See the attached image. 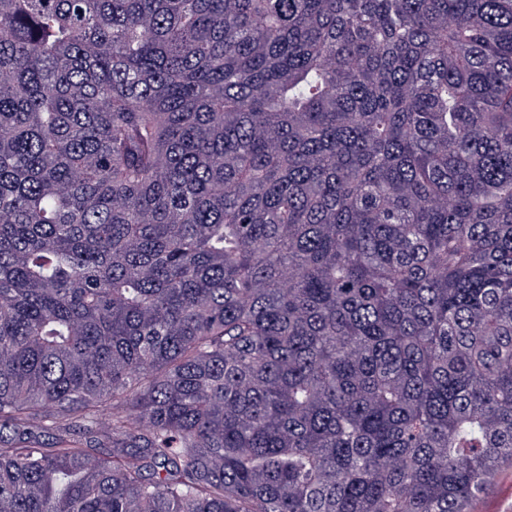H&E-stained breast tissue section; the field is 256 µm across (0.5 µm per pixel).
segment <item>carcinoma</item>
<instances>
[{
    "instance_id": "1",
    "label": "carcinoma",
    "mask_w": 512,
    "mask_h": 512,
    "mask_svg": "<svg viewBox=\"0 0 512 512\" xmlns=\"http://www.w3.org/2000/svg\"><path fill=\"white\" fill-rule=\"evenodd\" d=\"M508 464L512 0H0V512Z\"/></svg>"
}]
</instances>
